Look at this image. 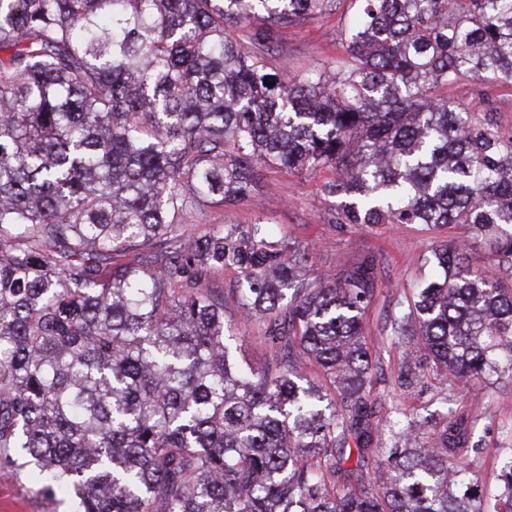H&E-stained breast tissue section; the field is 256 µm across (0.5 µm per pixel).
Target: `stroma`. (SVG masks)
I'll list each match as a JSON object with an SVG mask.
<instances>
[{
	"label": "stroma",
	"mask_w": 512,
	"mask_h": 512,
	"mask_svg": "<svg viewBox=\"0 0 512 512\" xmlns=\"http://www.w3.org/2000/svg\"><path fill=\"white\" fill-rule=\"evenodd\" d=\"M353 0H342L334 15L284 31L271 56L273 67L299 70L342 56L339 33L357 11ZM450 101L473 108L491 105L501 131L512 132V90L478 81H463L449 86ZM333 171L321 169L304 175L283 169L261 168L256 172L252 201L232 208L212 206L187 218L189 232L202 233L214 224H267L272 240L305 248L306 265L314 276L335 274L337 266L356 264L362 257H375L377 278L372 300L363 315L367 346L376 359L371 395L381 405V418L401 420L403 415L440 414L445 410L440 391L443 378H424L417 387L406 389L397 381V369L403 351L394 344L385 329L386 316L398 304L407 303L414 289L429 280L434 270L428 261L430 252L441 242L462 236V227L438 231L424 224H360L339 229L328 221L333 203L324 192ZM204 282L224 296V321L231 324L241 357L257 368L276 365L274 352L263 341L265 325L245 319L237 287L241 277L232 268L207 272ZM456 405L468 410L478 402L483 415L474 430L476 450L464 457L487 493H494L500 468L512 458V378L491 384L458 388ZM0 512H74L71 498L64 494L47 498L37 494L25 469L0 462Z\"/></svg>",
	"instance_id": "1"
}]
</instances>
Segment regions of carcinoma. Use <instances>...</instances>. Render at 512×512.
I'll use <instances>...</instances> for the list:
<instances>
[{"instance_id": "cac0c4a2", "label": "carcinoma", "mask_w": 512, "mask_h": 512, "mask_svg": "<svg viewBox=\"0 0 512 512\" xmlns=\"http://www.w3.org/2000/svg\"><path fill=\"white\" fill-rule=\"evenodd\" d=\"M359 2L346 57L296 74L269 61L282 30L340 0H0V456L39 494L75 512H512V458L492 506L457 463L480 413L381 427L374 257L323 281L259 222L183 229L250 200L262 164L336 170L341 228L464 226L492 272L464 242L432 251L390 317L398 381L512 376V133L441 94L512 87V0ZM224 267L268 317L273 373L226 338L203 286Z\"/></svg>"}]
</instances>
